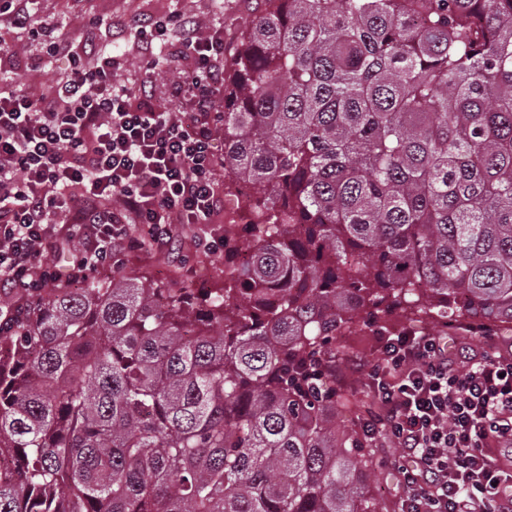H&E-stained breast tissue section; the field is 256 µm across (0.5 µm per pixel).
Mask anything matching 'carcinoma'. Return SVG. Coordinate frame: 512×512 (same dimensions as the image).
Instances as JSON below:
<instances>
[{"instance_id": "carcinoma-1", "label": "carcinoma", "mask_w": 512, "mask_h": 512, "mask_svg": "<svg viewBox=\"0 0 512 512\" xmlns=\"http://www.w3.org/2000/svg\"><path fill=\"white\" fill-rule=\"evenodd\" d=\"M221 135L267 226L224 287L116 271L0 332V512H381L336 336L512 325V0H266Z\"/></svg>"}]
</instances>
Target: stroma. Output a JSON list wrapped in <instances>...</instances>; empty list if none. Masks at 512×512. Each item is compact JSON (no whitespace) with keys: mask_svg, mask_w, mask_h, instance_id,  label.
Segmentation results:
<instances>
[{"mask_svg":"<svg viewBox=\"0 0 512 512\" xmlns=\"http://www.w3.org/2000/svg\"><path fill=\"white\" fill-rule=\"evenodd\" d=\"M208 0H80L77 7H70L67 0H46L47 12L60 16L67 32L77 36L82 32V22L89 13L115 14H163L181 11L204 19L206 24L222 23L224 26V53L232 55L237 37L265 8L264 0H224V11L210 14ZM224 220L200 224L182 230L172 249L120 253L112 261L99 268L95 279L111 278L115 269L144 275L156 280L178 277L186 284L199 283L209 288L224 285V264L219 254L204 248L206 241L223 237ZM438 334L442 328L421 318H406L392 314L384 320L364 322L355 332L336 339V371L331 383L337 392L343 393L348 403L336 410V429L352 435H361L363 422L374 407L373 392L366 376L352 369L349 361L354 357L369 360L381 354L380 338L405 330ZM364 444L372 455L371 463L361 464L360 470L367 478L369 493L379 502L382 512H402L405 498L399 481L397 465L400 452L387 439H365Z\"/></svg>","mask_w":512,"mask_h":512,"instance_id":"obj_1","label":"stroma"}]
</instances>
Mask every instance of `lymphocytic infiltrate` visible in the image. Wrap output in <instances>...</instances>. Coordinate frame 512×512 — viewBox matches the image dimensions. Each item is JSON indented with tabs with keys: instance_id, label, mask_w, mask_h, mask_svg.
<instances>
[{
	"instance_id": "lymphocytic-infiltrate-1",
	"label": "lymphocytic infiltrate",
	"mask_w": 512,
	"mask_h": 512,
	"mask_svg": "<svg viewBox=\"0 0 512 512\" xmlns=\"http://www.w3.org/2000/svg\"><path fill=\"white\" fill-rule=\"evenodd\" d=\"M42 0H0V288L83 284L116 245L170 247L182 224H208L224 205L217 147L224 105V31L200 36L201 20L90 15L79 39ZM135 34L137 62L112 52ZM32 40L19 57L14 42ZM67 69L47 76L57 58ZM186 61L158 101L161 61ZM136 67L126 83L117 72ZM25 71V84L13 83ZM70 257L45 265L46 252ZM379 412L366 437L386 433L402 450L406 512H512V358L461 356L446 336L412 330L382 339L367 364Z\"/></svg>"
}]
</instances>
